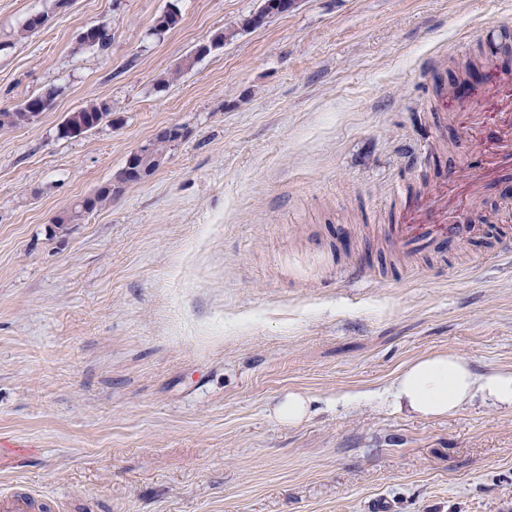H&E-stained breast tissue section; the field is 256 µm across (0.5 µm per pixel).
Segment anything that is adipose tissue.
Returning a JSON list of instances; mask_svg holds the SVG:
<instances>
[{"instance_id":"obj_1","label":"adipose tissue","mask_w":512,"mask_h":512,"mask_svg":"<svg viewBox=\"0 0 512 512\" xmlns=\"http://www.w3.org/2000/svg\"><path fill=\"white\" fill-rule=\"evenodd\" d=\"M512 407V371L475 372L452 352H436L408 363L389 390L393 408L423 417H443L475 398Z\"/></svg>"}]
</instances>
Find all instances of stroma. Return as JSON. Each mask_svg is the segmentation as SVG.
<instances>
[{
	"label": "stroma",
	"instance_id": "1",
	"mask_svg": "<svg viewBox=\"0 0 512 512\" xmlns=\"http://www.w3.org/2000/svg\"><path fill=\"white\" fill-rule=\"evenodd\" d=\"M260 4L178 0L158 37L166 0H0V109L61 90L0 131V493L67 512H512L511 407L426 419L386 400L435 352L512 371V180L482 191L464 244L417 257L391 245L407 212L389 192L495 155L512 0H299L180 70ZM102 21L108 48H78ZM488 56L467 110L440 101L439 76ZM100 101L113 122L59 137ZM172 125L186 136L150 179L55 233ZM291 391L312 411L294 426L274 413ZM112 113V106L104 101L89 103L70 112L68 118L72 125L84 124L87 120L108 116Z\"/></svg>",
	"mask_w": 512,
	"mask_h": 512
}]
</instances>
